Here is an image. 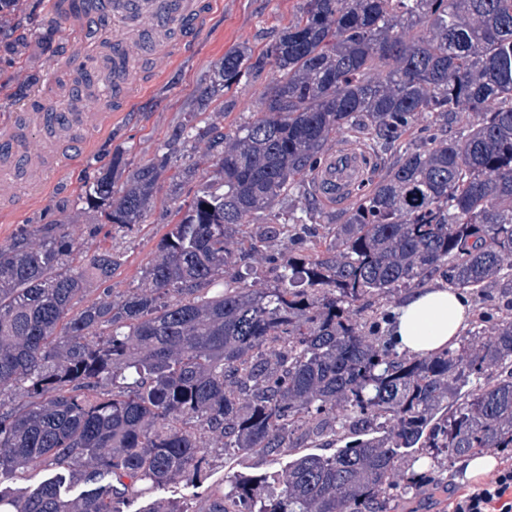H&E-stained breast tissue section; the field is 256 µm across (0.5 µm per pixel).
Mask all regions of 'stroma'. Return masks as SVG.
Segmentation results:
<instances>
[{"instance_id":"obj_1","label":"stroma","mask_w":512,"mask_h":512,"mask_svg":"<svg viewBox=\"0 0 512 512\" xmlns=\"http://www.w3.org/2000/svg\"><path fill=\"white\" fill-rule=\"evenodd\" d=\"M299 0H204L203 30L187 52L176 54L168 67L157 73L137 78L138 88L131 111L113 113L104 127L85 133L89 142L87 154L77 162L55 159V172L43 184L40 193L26 206L14 208L0 199V243L8 242L26 224H51L60 213L78 204L80 186L93 180L97 170L107 163L116 146H124L128 157L136 163L152 159L171 130L178 126L183 111L191 101L197 79L213 61L241 43L263 49L287 26L296 12ZM67 18L30 36L19 53L0 50V116L21 112L34 91L49 95L54 107L66 102V89L54 79L59 51H78L84 56H97L98 43L77 40ZM271 81L270 71L242 79L238 87L224 96V126L233 128L261 109L264 93ZM160 201L144 223L132 229L77 224L73 231L80 239L85 254L99 246L109 245L125 256L123 265L107 286L113 294L136 287L141 272L153 258L156 244L166 232V211L171 206L167 189H160ZM400 460L412 462L413 473H424L447 481V491L423 486L416 494L402 499L393 512H448L452 497L469 486L460 461L440 459L430 463L421 446L399 449ZM288 456H264L242 451L214 449L210 463L196 484L182 482L160 486H135L120 505L121 512H148L158 500H170L201 512L212 491L230 485L234 476L261 478L266 472L286 468Z\"/></svg>"}]
</instances>
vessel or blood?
<instances>
[{"label": "vessel or blood", "instance_id": "obj_1", "mask_svg": "<svg viewBox=\"0 0 512 512\" xmlns=\"http://www.w3.org/2000/svg\"><path fill=\"white\" fill-rule=\"evenodd\" d=\"M157 0H143L145 14L151 15L155 23L166 27L168 34L154 46L151 63L155 71H162L178 48L192 42L200 33L203 24V8L199 0H174L172 10L166 14L156 11ZM112 0H94L92 6H85L84 0H58V7L66 11L78 36L87 38L96 35L100 20L112 10ZM140 54L134 36L120 38L112 57L117 70L123 76L112 84L109 96L112 109L127 111L136 91V83L130 72L133 60ZM105 113L91 111L84 93L69 95L67 104L59 110L23 112L13 118L10 131L0 137V170L6 172L5 180L0 181V195L12 201H19L11 179L16 170L45 173V150L43 146L30 143L28 131L31 127L49 130H67V137L53 145L57 155L69 158L81 157L88 148L82 133L102 125ZM369 175V159L362 151L346 144H339L328 152L311 177L313 192L337 207H345L352 199L356 188L365 182Z\"/></svg>", "mask_w": 512, "mask_h": 512}]
</instances>
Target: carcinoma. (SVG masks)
<instances>
[{
	"instance_id": "obj_1",
	"label": "carcinoma",
	"mask_w": 512,
	"mask_h": 512,
	"mask_svg": "<svg viewBox=\"0 0 512 512\" xmlns=\"http://www.w3.org/2000/svg\"><path fill=\"white\" fill-rule=\"evenodd\" d=\"M23 2L0 0V46L54 23ZM266 67L261 110L224 130V93ZM341 130L397 155L338 216L296 204ZM202 164L208 180L177 203ZM163 183L170 229L121 295L74 309L123 264L106 246L83 259L78 214L0 244V395L23 385L0 402V479L52 472L0 491V512H119L138 483L199 479L213 448L291 455L383 425L295 457L263 497L246 478L217 488L206 512H386L421 484L396 449L512 448V305L479 310L481 346L423 357L397 350L376 306L433 276L481 299L512 270V0H301L260 53L243 43L210 65L153 159L116 148L82 213L141 224ZM50 471L43 467H33L17 474L16 477L2 480L0 489L7 495H18L31 490L48 478Z\"/></svg>"
}]
</instances>
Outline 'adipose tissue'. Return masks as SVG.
Segmentation results:
<instances>
[{
	"label": "adipose tissue",
	"mask_w": 512,
	"mask_h": 512,
	"mask_svg": "<svg viewBox=\"0 0 512 512\" xmlns=\"http://www.w3.org/2000/svg\"><path fill=\"white\" fill-rule=\"evenodd\" d=\"M470 312L469 301L461 291L434 279L406 294L389 334L407 354L443 352L458 344Z\"/></svg>",
	"instance_id": "1"
}]
</instances>
